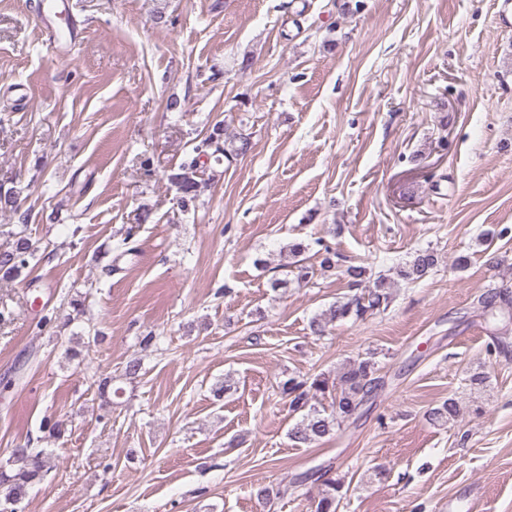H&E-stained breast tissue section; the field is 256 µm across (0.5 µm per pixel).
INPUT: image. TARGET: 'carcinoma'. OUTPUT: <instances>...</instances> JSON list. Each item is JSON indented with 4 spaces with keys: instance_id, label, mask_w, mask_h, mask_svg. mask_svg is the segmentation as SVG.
Masks as SVG:
<instances>
[{
    "instance_id": "cac0c4a2",
    "label": "carcinoma",
    "mask_w": 512,
    "mask_h": 512,
    "mask_svg": "<svg viewBox=\"0 0 512 512\" xmlns=\"http://www.w3.org/2000/svg\"><path fill=\"white\" fill-rule=\"evenodd\" d=\"M224 128L217 124L208 135L200 139L193 147L194 157L182 162L178 171L168 175V180L176 186L179 205L186 208L195 203L205 187L206 181L201 177V158H212L220 163L232 161L246 152L249 140L240 138V146L232 150L224 147ZM14 238L12 249L0 252V277L14 279L30 266L35 259V249L28 233L27 220H22L18 228L10 231ZM308 250L307 245L295 242L289 245V252L296 258L293 268L295 279L299 282L309 281L313 268L303 264L299 256ZM436 265L434 253L428 249L415 252L413 259L397 276L406 281H417L425 277ZM393 281L380 275L372 286L360 295H353L338 300L321 314L313 317L309 328L319 337L326 335L329 325L345 319L364 320L369 316L384 311L392 300ZM473 308L481 319L483 328L492 336L488 353L493 355L504 348L502 337L512 332V292L499 287H491L481 293L473 303ZM378 363L370 355L357 359L345 366L338 377V382L331 383L329 378L320 373L306 379H288L282 386V394L288 397L289 408L301 414V419L290 431V438L297 444L311 445L322 442L333 434L336 426L351 416L364 399L379 386L377 377ZM113 378L107 376L98 384V392L107 403L112 397H120L123 388L113 387ZM328 394L332 399V412H325L309 405L310 392ZM460 414V407L455 399L450 398L433 408L428 419L437 425L453 423ZM48 466L45 451L31 447V443L19 444L11 449L9 458L0 461V512H16L15 506L26 497L31 485L45 479ZM318 479L321 488L318 492L315 512H338L341 501L346 497L345 477L336 475L332 469L320 472Z\"/></svg>"
}]
</instances>
